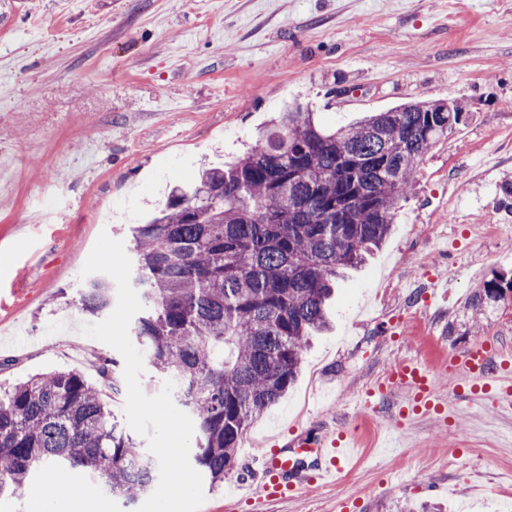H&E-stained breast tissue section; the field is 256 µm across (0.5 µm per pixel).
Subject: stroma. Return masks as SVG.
Wrapping results in <instances>:
<instances>
[{
	"label": "stroma",
	"instance_id": "1",
	"mask_svg": "<svg viewBox=\"0 0 512 512\" xmlns=\"http://www.w3.org/2000/svg\"><path fill=\"white\" fill-rule=\"evenodd\" d=\"M418 98L470 117L421 162L393 232L341 280L286 395L246 430L211 512H507L512 415L438 378L450 417L402 419L403 392L359 399L395 360L438 366L482 338L512 352V302L480 285L512 272V0H26L0 7V384L53 370L99 384L123 364L81 333L82 268L100 234L126 240L164 192L235 160L274 112L346 125ZM447 295L428 302L432 284ZM349 432L333 487L262 504L240 491L269 442L302 425ZM136 512L77 474L42 472L0 512Z\"/></svg>",
	"mask_w": 512,
	"mask_h": 512
}]
</instances>
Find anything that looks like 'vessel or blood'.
Wrapping results in <instances>:
<instances>
[{"instance_id": "vessel-or-blood-1", "label": "vessel or blood", "mask_w": 512, "mask_h": 512, "mask_svg": "<svg viewBox=\"0 0 512 512\" xmlns=\"http://www.w3.org/2000/svg\"><path fill=\"white\" fill-rule=\"evenodd\" d=\"M499 363L501 371L496 377L494 395L496 407L503 412L512 410V356L494 361L491 346L479 340L472 343L463 357L449 358L440 373L455 375L464 372L472 379L485 378L492 363ZM435 375L428 366L403 361L386 371L383 384L388 389L404 392L412 410L439 411L440 398L435 388ZM356 455V446L346 434L332 430L315 435L301 431L292 441L290 450L272 447L263 456L260 471L248 484L251 498L278 500L294 497L307 485H327L336 482L345 466Z\"/></svg>"}]
</instances>
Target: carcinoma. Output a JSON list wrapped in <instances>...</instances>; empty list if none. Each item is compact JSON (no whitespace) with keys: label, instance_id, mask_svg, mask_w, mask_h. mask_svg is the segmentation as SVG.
<instances>
[{"label":"carcinoma","instance_id":"1","mask_svg":"<svg viewBox=\"0 0 512 512\" xmlns=\"http://www.w3.org/2000/svg\"><path fill=\"white\" fill-rule=\"evenodd\" d=\"M468 118L457 99H418L327 126L298 105L130 229L145 301L133 332L175 382L195 424L193 467L211 486L236 464L250 423L295 382L309 337L328 325L337 277L385 241L420 163ZM504 290L511 300L512 274L481 292ZM81 302L107 312L109 282H88ZM99 375L120 391L115 364L103 360ZM46 468L80 471L127 505L158 481L154 455L65 370L0 394V499Z\"/></svg>","mask_w":512,"mask_h":512}]
</instances>
